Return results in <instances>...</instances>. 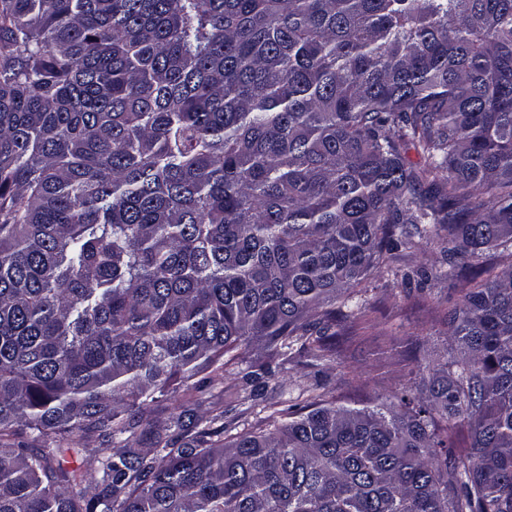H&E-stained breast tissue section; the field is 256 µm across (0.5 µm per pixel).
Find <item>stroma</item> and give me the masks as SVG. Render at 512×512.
Returning a JSON list of instances; mask_svg holds the SVG:
<instances>
[{
	"instance_id": "obj_1",
	"label": "stroma",
	"mask_w": 512,
	"mask_h": 512,
	"mask_svg": "<svg viewBox=\"0 0 512 512\" xmlns=\"http://www.w3.org/2000/svg\"><path fill=\"white\" fill-rule=\"evenodd\" d=\"M439 249L422 245L395 253L389 266L370 277L363 296L368 328L355 329L343 338L330 361L315 370L296 362L284 363L270 381L266 401L308 393L315 383L344 395L353 405H367L370 396L392 394L429 374L431 361L447 354L445 331L440 323L452 284L443 275ZM240 365L225 367L214 385L196 398L180 396L188 416L201 418L216 404H223L226 419L248 429L259 421L250 412L242 389Z\"/></svg>"
}]
</instances>
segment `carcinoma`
<instances>
[{"label":"carcinoma","instance_id":"1","mask_svg":"<svg viewBox=\"0 0 512 512\" xmlns=\"http://www.w3.org/2000/svg\"><path fill=\"white\" fill-rule=\"evenodd\" d=\"M423 242L429 377L267 404ZM510 249L512 0H0V512H512ZM235 360L267 427H152Z\"/></svg>","mask_w":512,"mask_h":512}]
</instances>
